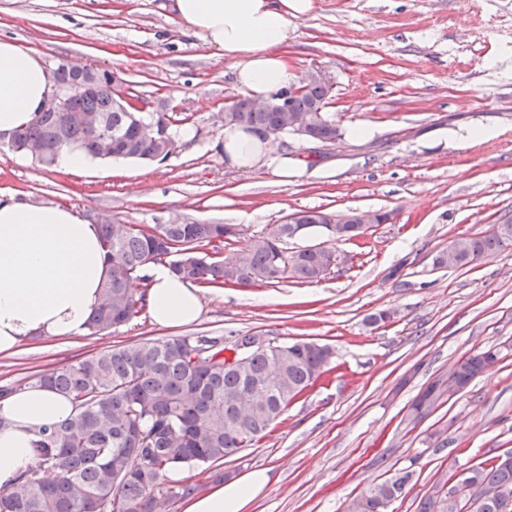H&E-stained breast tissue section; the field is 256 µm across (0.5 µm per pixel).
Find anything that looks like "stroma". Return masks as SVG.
<instances>
[{"instance_id": "1", "label": "stroma", "mask_w": 512, "mask_h": 512, "mask_svg": "<svg viewBox=\"0 0 512 512\" xmlns=\"http://www.w3.org/2000/svg\"><path fill=\"white\" fill-rule=\"evenodd\" d=\"M0 38L49 68L65 59L112 71L168 112L178 136L166 161L95 159L75 172L2 151L1 197L64 204L97 224L232 220L246 238L300 209L390 216L337 243L341 261L319 281L203 289L187 326L161 328L143 312L95 335L34 339L0 356V386L111 345L187 335L331 346V370L262 441L225 458L232 479L270 471L248 512H345L405 467L410 490L390 512H417L458 470L512 452V246L463 268L434 265L451 241L512 220V0H315L292 24L288 61L298 76L331 74L327 110L342 137L271 140L305 162L285 185L225 162L224 109L241 95L233 66L184 29L173 0H0ZM356 127L369 135L351 136ZM475 129L490 138L468 142ZM382 310L389 319L370 325ZM489 347L494 368L409 424L422 388Z\"/></svg>"}]
</instances>
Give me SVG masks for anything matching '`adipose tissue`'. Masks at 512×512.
Returning a JSON list of instances; mask_svg holds the SVG:
<instances>
[{
    "mask_svg": "<svg viewBox=\"0 0 512 512\" xmlns=\"http://www.w3.org/2000/svg\"><path fill=\"white\" fill-rule=\"evenodd\" d=\"M314 0H175L185 29L232 61L236 86L268 99L289 88L295 74L286 47L291 25L312 11ZM51 83L39 56L0 39V140L28 123L45 104ZM224 157L243 171L265 169L287 183L298 161L274 152L268 141L238 126L224 129ZM100 225L75 210L0 198V354L15 353L33 338L65 339L84 333L107 266ZM148 312L155 324H191L202 313L199 288L152 265ZM74 404L66 395L38 385L0 400V487L34 468V442L41 427L68 419ZM269 482L253 471L185 500L182 512H247Z\"/></svg>",
    "mask_w": 512,
    "mask_h": 512,
    "instance_id": "1",
    "label": "adipose tissue"
}]
</instances>
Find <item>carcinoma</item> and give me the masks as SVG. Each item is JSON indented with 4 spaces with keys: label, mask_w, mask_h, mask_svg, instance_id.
Returning a JSON list of instances; mask_svg holds the SVG:
<instances>
[{
    "label": "carcinoma",
    "mask_w": 512,
    "mask_h": 512,
    "mask_svg": "<svg viewBox=\"0 0 512 512\" xmlns=\"http://www.w3.org/2000/svg\"><path fill=\"white\" fill-rule=\"evenodd\" d=\"M332 87L311 82L290 99L294 109L313 118L309 138L336 141L339 129L324 112ZM75 111L99 113L112 141L107 156L160 162L158 145L146 136L151 126L174 137L166 112H124L116 107L112 89L85 90L72 97ZM224 113V125L244 126L265 137L285 127L276 109L256 112L241 97ZM64 139L73 150L102 157V134L80 122H65L59 112H39L8 141V149L32 156L31 149L50 147ZM299 224L326 227L327 212L298 211ZM288 237L227 235L225 224L177 223L102 225L101 244L107 277L88 323L94 335L130 322L144 309L149 279L145 269L155 263L199 287L227 284L247 288L292 278L313 283L336 262V253L288 251ZM512 242V222L495 224L490 233L454 240L456 267L482 260ZM233 256L221 258L225 248ZM142 285V292L133 288ZM237 355L235 364L225 352ZM332 348L308 341L284 345L264 343L259 336H237L230 345L222 336H181L148 340L102 350L75 363L35 377V384L69 396L74 414L36 441L37 466L8 488H0V512H155L158 501L175 503L199 489L195 483L172 485L169 470L210 467L260 442L271 426L324 372ZM498 354L480 350L460 361L464 385L485 372ZM448 380L432 382L415 400L419 417L439 405ZM45 471L55 473L47 481ZM465 489L475 495V512H503L493 490L512 498V461L493 460L468 468ZM413 472L369 485L361 512H388L405 496ZM418 512H455V503L425 497Z\"/></svg>",
    "instance_id": "carcinoma-1"
}]
</instances>
